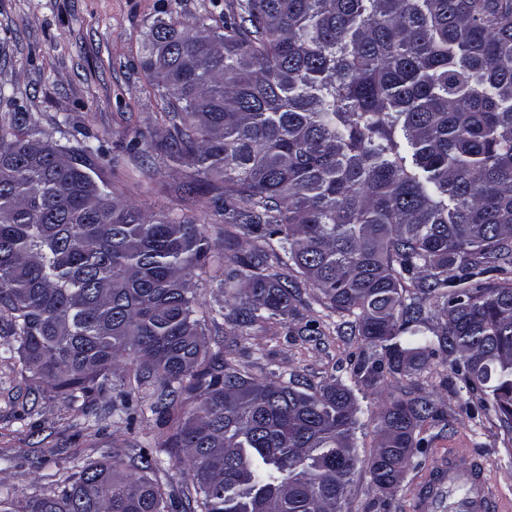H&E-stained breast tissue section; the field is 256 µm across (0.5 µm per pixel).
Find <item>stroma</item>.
I'll return each instance as SVG.
<instances>
[{
    "label": "stroma",
    "mask_w": 512,
    "mask_h": 512,
    "mask_svg": "<svg viewBox=\"0 0 512 512\" xmlns=\"http://www.w3.org/2000/svg\"><path fill=\"white\" fill-rule=\"evenodd\" d=\"M225 0H0V125L29 113L46 133L61 120L80 138L100 140L101 171L118 194L149 214H176L199 224L210 243L223 245L224 218L207 196L181 186L188 168L169 164L162 145L172 123L150 84L145 63L157 17L181 21L224 18ZM296 312L287 323L231 331L208 323L205 344L232 351L237 366L258 379L300 380L320 387L348 378L362 342L346 314L327 307L320 293L299 283ZM454 360L437 358L408 376L387 377L381 392L355 387L363 414L357 451L376 449L384 400L423 396L438 415L424 423L425 448L394 495L384 494L365 468L347 489L348 512H408L419 484L447 452L484 464L494 487L512 500V428L475 397L453 372ZM159 430L156 417L128 422L112 414L84 416L78 405L51 392H34L18 361L0 362V483L26 500L64 480L77 466L119 459L133 469L140 445Z\"/></svg>",
    "instance_id": "stroma-1"
}]
</instances>
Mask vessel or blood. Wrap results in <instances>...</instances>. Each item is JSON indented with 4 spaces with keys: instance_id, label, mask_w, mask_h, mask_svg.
Segmentation results:
<instances>
[{
    "instance_id": "obj_1",
    "label": "vessel or blood",
    "mask_w": 512,
    "mask_h": 512,
    "mask_svg": "<svg viewBox=\"0 0 512 512\" xmlns=\"http://www.w3.org/2000/svg\"><path fill=\"white\" fill-rule=\"evenodd\" d=\"M448 485L466 489L458 505L459 512H512V502L495 493L490 471L465 462L454 453L442 459L436 476L428 479L420 494L437 502Z\"/></svg>"
}]
</instances>
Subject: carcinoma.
<instances>
[{"instance_id":"cac0c4a2","label":"carcinoma","mask_w":512,"mask_h":512,"mask_svg":"<svg viewBox=\"0 0 512 512\" xmlns=\"http://www.w3.org/2000/svg\"><path fill=\"white\" fill-rule=\"evenodd\" d=\"M147 69L172 115L166 157L194 168L188 193L207 179L224 223L265 248L213 257L199 225L112 190L102 144L60 128L61 145L13 113L0 129L3 359L87 416L128 361L110 412L171 433L132 472L88 463L20 501L0 488V512H345L351 388L260 380L202 340L218 315L284 322L297 275L354 316L355 383L376 390L456 354L468 389L512 424V0H227L221 25L156 20ZM198 269L223 308H202ZM435 413L425 397L381 409L367 462L381 491ZM174 456L192 480L182 498L156 478Z\"/></svg>"}]
</instances>
